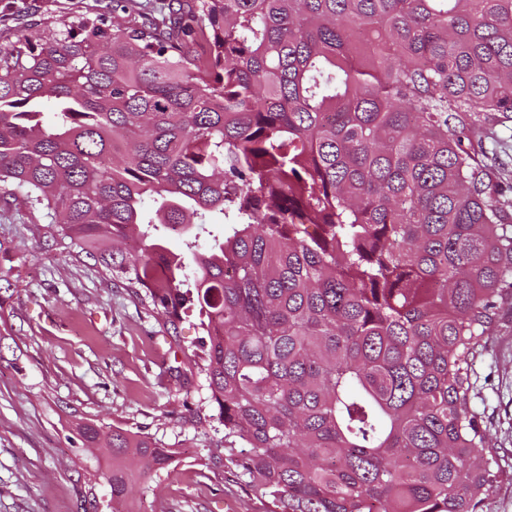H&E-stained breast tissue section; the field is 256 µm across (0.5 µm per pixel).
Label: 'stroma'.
<instances>
[{
	"label": "stroma",
	"instance_id": "stroma-1",
	"mask_svg": "<svg viewBox=\"0 0 512 512\" xmlns=\"http://www.w3.org/2000/svg\"><path fill=\"white\" fill-rule=\"evenodd\" d=\"M112 0H0V45L15 16L100 14ZM174 348L148 313L93 260L50 237L41 212L0 199V512H77L92 463L74 417L141 432L174 449L172 465L143 482L134 512H268L231 466L210 462L224 436L204 376L170 378ZM474 408L497 463L512 469V328L470 369ZM203 408L207 419L192 422Z\"/></svg>",
	"mask_w": 512,
	"mask_h": 512
}]
</instances>
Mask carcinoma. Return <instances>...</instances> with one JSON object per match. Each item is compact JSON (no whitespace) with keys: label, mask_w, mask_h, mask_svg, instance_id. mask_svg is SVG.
Here are the masks:
<instances>
[{"label":"carcinoma","mask_w":512,"mask_h":512,"mask_svg":"<svg viewBox=\"0 0 512 512\" xmlns=\"http://www.w3.org/2000/svg\"><path fill=\"white\" fill-rule=\"evenodd\" d=\"M511 113L512 0H146L0 46V194L163 335L195 316L209 343L175 380L205 376L270 512H482L504 473L469 366L512 311V183L484 143ZM77 430L101 451L80 512L100 479L132 512L174 457Z\"/></svg>","instance_id":"obj_1"}]
</instances>
